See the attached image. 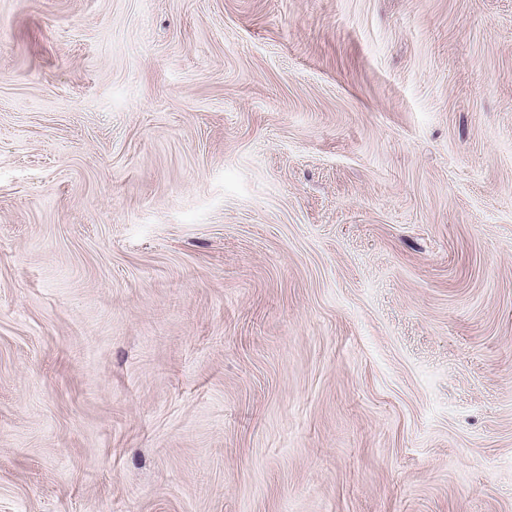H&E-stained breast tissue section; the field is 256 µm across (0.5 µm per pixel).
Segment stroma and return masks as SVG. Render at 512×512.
I'll return each mask as SVG.
<instances>
[{"instance_id": "35a3bbf8", "label": "stroma", "mask_w": 512, "mask_h": 512, "mask_svg": "<svg viewBox=\"0 0 512 512\" xmlns=\"http://www.w3.org/2000/svg\"><path fill=\"white\" fill-rule=\"evenodd\" d=\"M0 512H512V0H0Z\"/></svg>"}]
</instances>
